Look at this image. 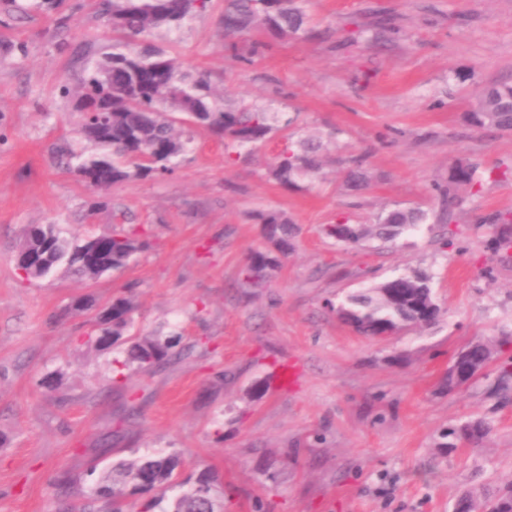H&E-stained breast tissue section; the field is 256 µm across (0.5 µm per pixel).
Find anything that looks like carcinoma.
I'll return each instance as SVG.
<instances>
[{"instance_id": "carcinoma-1", "label": "carcinoma", "mask_w": 512, "mask_h": 512, "mask_svg": "<svg viewBox=\"0 0 512 512\" xmlns=\"http://www.w3.org/2000/svg\"><path fill=\"white\" fill-rule=\"evenodd\" d=\"M305 0H224V47L234 55L243 48L256 55L258 46L249 42L257 31L276 37L302 39L308 34ZM211 0H104L102 14L112 19L117 34L112 46V87L101 82L100 69H95L75 89L72 98L81 113L80 133L95 146L90 153L70 155L69 165L80 176L93 175L92 189L106 191L132 177L154 178L172 173L177 159L194 141V129L204 128L228 141L234 148L263 142L274 133L276 113L260 106L218 104V95L208 78L182 69L174 60L156 51L137 49L135 38L145 36L162 25L179 26L188 17L205 11ZM371 39L387 40L397 29L391 19L379 17L370 25ZM94 102L112 107V128L104 136L88 130L89 115L80 103ZM467 124L475 130L512 133V84L492 83L475 93ZM321 145L308 141L277 158L273 176L285 188L297 186L300 178L319 173L317 152ZM478 174V166L457 160L448 167V186L441 191L442 221L452 223L456 212L467 199L480 197L484 181H503L512 177V162H501ZM352 191L366 188L368 179L360 161L344 175ZM265 237L278 253L256 250L240 269V283L252 288L266 282L280 266L279 255L293 248V226L282 213L259 215ZM426 220L419 207H394L377 216L373 224H353L343 217L322 228L325 237L348 247H358L370 240L381 244L392 241L404 228H413ZM488 233V247L504 262L512 261V211H494L479 217L473 230ZM103 239L109 249L99 269L87 260L85 240L68 239L53 224H31L25 229L20 250L28 252L44 247L40 264L26 269L25 279L39 280L64 262L82 280L97 278L108 271L121 269L148 243L128 233L111 232ZM111 313L98 312L90 340L99 351L123 344L125 358L121 366L134 365L142 373L166 364L173 355L175 342L170 337H125L133 326L134 303L128 295H115L107 303ZM337 316L362 336H376L390 329L426 327L436 323L442 309L431 288V277L413 272L387 278L371 288L348 296L336 308ZM468 356L478 371L490 353L484 341L468 345ZM501 399L512 392V370L505 367L493 387ZM185 462L181 456L142 455L118 459L106 475L90 489L91 504H101L98 512H126L132 497L142 499L139 512H224V501L212 495L218 476L203 470L194 478H181ZM181 488L169 507L161 504L166 492ZM480 504L489 509L497 502L512 501V483L498 489L482 487Z\"/></svg>"}]
</instances>
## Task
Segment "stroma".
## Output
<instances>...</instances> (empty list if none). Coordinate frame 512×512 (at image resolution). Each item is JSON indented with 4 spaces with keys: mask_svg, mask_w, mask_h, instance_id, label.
<instances>
[{
    "mask_svg": "<svg viewBox=\"0 0 512 512\" xmlns=\"http://www.w3.org/2000/svg\"><path fill=\"white\" fill-rule=\"evenodd\" d=\"M306 8L308 37L255 33L249 62L224 47V0L154 29L146 45L283 124L234 165L224 139L201 130L172 174L94 191L58 163L62 145L92 149L63 90L111 51L112 31L96 0H0V512H81L75 489L148 453L214 471L224 512H452L464 491L512 482V401L491 392L512 362V263L469 230L512 209V180L465 204L467 232L451 248L440 222L382 249L321 233L342 213L360 224L394 207L437 217L455 159L512 161V134L464 121L477 89L512 83V0ZM377 15L399 29L383 48L357 39ZM303 139L322 143V168L283 188L275 158ZM353 158L369 179L359 194L342 180ZM259 212L290 219L294 248L263 287L244 288L241 267L267 247ZM30 224L81 238L125 228L151 247L94 281L63 268L29 281L15 256ZM415 270L432 277L436 324L383 339L338 318L347 295ZM122 290L136 305L132 335L179 339L153 373L117 369L121 349L87 345L90 320ZM491 337L482 372L442 390L455 357ZM286 367L298 380L284 388ZM481 417L494 427L487 444L442 448L445 429ZM63 472L69 483H57Z\"/></svg>",
    "mask_w": 512,
    "mask_h": 512,
    "instance_id": "stroma-1",
    "label": "stroma"
}]
</instances>
